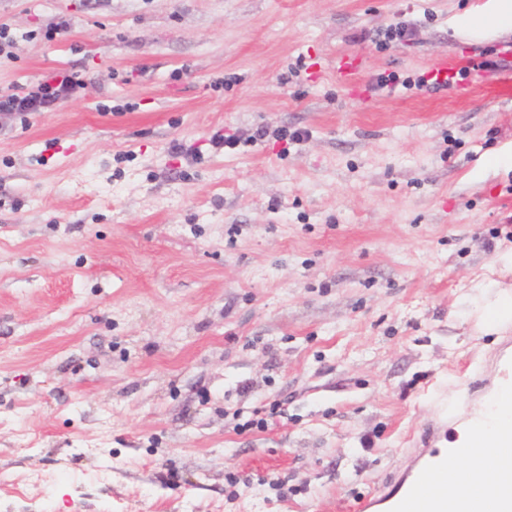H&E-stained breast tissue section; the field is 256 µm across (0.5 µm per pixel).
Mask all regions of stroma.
I'll return each instance as SVG.
<instances>
[{
  "mask_svg": "<svg viewBox=\"0 0 512 512\" xmlns=\"http://www.w3.org/2000/svg\"><path fill=\"white\" fill-rule=\"evenodd\" d=\"M484 2L0 0V96L80 81L0 112V512H357L385 486L512 336L484 323L512 295V100L455 101L490 68L429 83L512 45L456 32ZM70 75L43 77L27 93L0 98V112H42L66 101L78 86Z\"/></svg>",
  "mask_w": 512,
  "mask_h": 512,
  "instance_id": "35a3bbf8",
  "label": "stroma"
}]
</instances>
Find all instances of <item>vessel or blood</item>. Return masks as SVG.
<instances>
[{
  "label": "vessel or blood",
  "instance_id": "b4317fda",
  "mask_svg": "<svg viewBox=\"0 0 512 512\" xmlns=\"http://www.w3.org/2000/svg\"><path fill=\"white\" fill-rule=\"evenodd\" d=\"M494 82L485 86L487 101L512 99V46H503ZM441 422L425 428L409 464L379 494L364 496L358 512H512V433L497 431L512 417V344L497 350L496 372L469 382L465 398L438 403ZM461 437L447 441L449 427ZM493 451L496 482L479 481L476 470L449 471V457H471L477 449Z\"/></svg>",
  "mask_w": 512,
  "mask_h": 512
}]
</instances>
